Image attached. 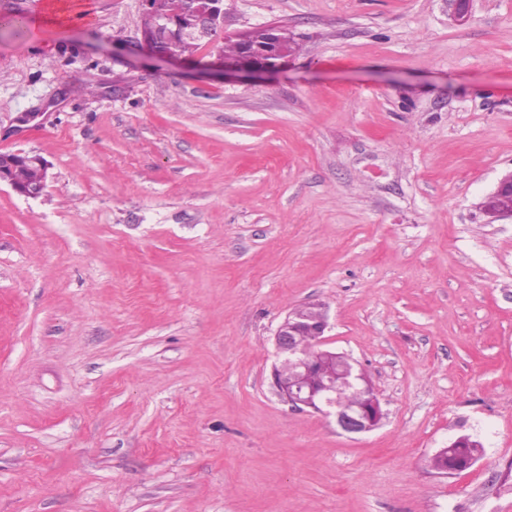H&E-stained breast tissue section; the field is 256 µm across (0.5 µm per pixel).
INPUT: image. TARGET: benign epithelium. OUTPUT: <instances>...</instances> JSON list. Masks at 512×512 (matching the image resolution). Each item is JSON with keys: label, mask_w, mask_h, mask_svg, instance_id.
Instances as JSON below:
<instances>
[{"label": "benign epithelium", "mask_w": 512, "mask_h": 512, "mask_svg": "<svg viewBox=\"0 0 512 512\" xmlns=\"http://www.w3.org/2000/svg\"><path fill=\"white\" fill-rule=\"evenodd\" d=\"M195 0H182L193 16L194 32L207 38L215 26L224 24V12H198ZM283 62L245 63L217 59L210 70L226 79L241 76L262 77L281 69ZM492 195L502 204L495 210L481 206L491 220H512V172L498 182ZM329 329L326 309L313 302L288 312L274 336L278 363L272 367V387L277 396L291 408H310L335 418L336 425L347 434H362L378 428L384 417L380 402L364 374H353L350 359L323 348ZM310 333L318 338L311 348L298 345L297 337ZM352 390L357 401L347 405L336 401V381Z\"/></svg>", "instance_id": "benign-epithelium-1"}]
</instances>
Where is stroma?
<instances>
[{"label":"stroma","instance_id":"stroma-1","mask_svg":"<svg viewBox=\"0 0 512 512\" xmlns=\"http://www.w3.org/2000/svg\"><path fill=\"white\" fill-rule=\"evenodd\" d=\"M0 30V512H512V0H224L287 28L284 72L140 50L141 0ZM324 303L385 414L364 434L271 386ZM470 434L484 454L426 460ZM3 153H11L15 155H10V157L13 159V163L12 165L8 166L5 170H2V176L1 165L3 164V161L6 158L3 156ZM20 155L31 156V159L40 166H42L46 170L47 174V170L49 168L48 162L40 155L30 154L21 151H0V186L2 184H5L20 196L33 199L37 198L43 192L46 186L47 178H45L41 186L30 187L24 190H20L19 188H17L16 186L28 187L30 185L38 184L42 182L44 177L43 173L41 172L42 169L39 166L31 162L29 157H24ZM492 196L498 197L502 204L495 210L488 209L484 202L481 204L483 212L491 218L490 223L502 219L512 220V171L499 180L496 188L487 198Z\"/></svg>","mask_w":512,"mask_h":512}]
</instances>
